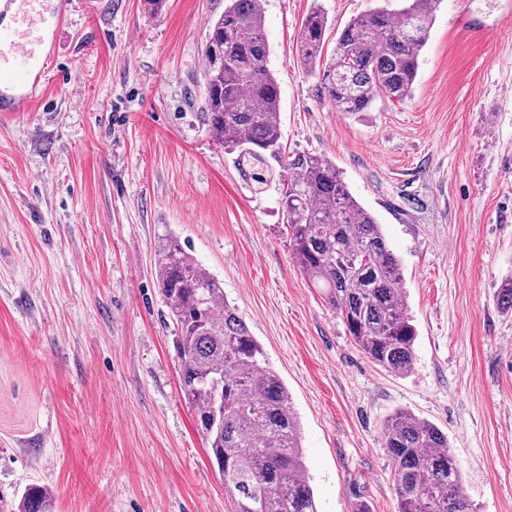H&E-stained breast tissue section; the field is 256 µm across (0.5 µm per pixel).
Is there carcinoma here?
I'll return each mask as SVG.
<instances>
[{"label": "carcinoma", "instance_id": "obj_1", "mask_svg": "<svg viewBox=\"0 0 512 512\" xmlns=\"http://www.w3.org/2000/svg\"><path fill=\"white\" fill-rule=\"evenodd\" d=\"M352 19L325 56L327 18L304 20L298 54L323 67L321 88L340 112H366L379 97L411 96L421 52L440 0H404ZM201 112L226 147L267 154L282 168V212L291 255L342 317L354 344L377 366L402 375L414 362L416 330L407 315L399 257L376 216L350 193L336 164L320 154L288 153L281 142L280 94L268 67L263 0H231L209 23ZM155 274L176 325L180 390L235 512H318L303 460L300 423L288 388L224 287L179 238L157 245ZM398 512H473L462 494L448 435L410 411L384 425ZM51 496L27 488L21 512H50Z\"/></svg>", "mask_w": 512, "mask_h": 512}]
</instances>
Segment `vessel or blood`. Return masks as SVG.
<instances>
[{"mask_svg": "<svg viewBox=\"0 0 512 512\" xmlns=\"http://www.w3.org/2000/svg\"><path fill=\"white\" fill-rule=\"evenodd\" d=\"M46 0H0V118L36 101L56 55L45 26Z\"/></svg>", "mask_w": 512, "mask_h": 512, "instance_id": "b4317fda", "label": "vessel or blood"}]
</instances>
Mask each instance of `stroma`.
Listing matches in <instances>:
<instances>
[{"mask_svg": "<svg viewBox=\"0 0 512 512\" xmlns=\"http://www.w3.org/2000/svg\"><path fill=\"white\" fill-rule=\"evenodd\" d=\"M57 74L0 122V512H233L180 393L162 235L224 284L299 417L319 512H397L383 426L437 425L476 512H512V0H442L405 103L337 112L297 50L380 0H263L282 142L319 153L403 264L415 359L370 361L295 263L279 165L208 133L202 49L227 0H63ZM51 508V496L48 490L39 485L27 488L21 512H48Z\"/></svg>", "mask_w": 512, "mask_h": 512, "instance_id": "obj_1", "label": "stroma"}]
</instances>
